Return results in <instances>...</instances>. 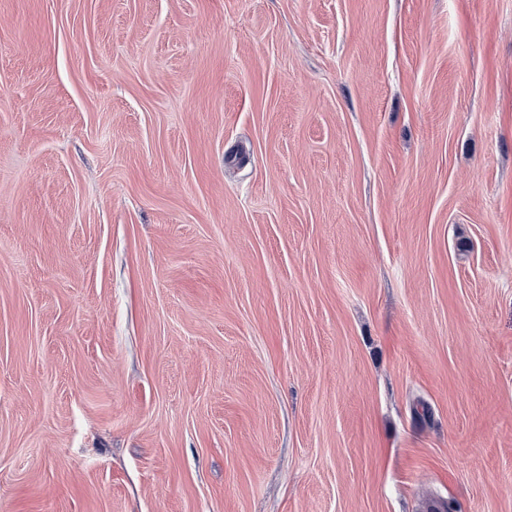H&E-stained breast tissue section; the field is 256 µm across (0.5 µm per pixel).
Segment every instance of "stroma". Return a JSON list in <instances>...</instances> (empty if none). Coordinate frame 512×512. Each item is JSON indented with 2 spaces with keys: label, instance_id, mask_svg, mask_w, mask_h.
Masks as SVG:
<instances>
[{
  "label": "stroma",
  "instance_id": "obj_1",
  "mask_svg": "<svg viewBox=\"0 0 512 512\" xmlns=\"http://www.w3.org/2000/svg\"><path fill=\"white\" fill-rule=\"evenodd\" d=\"M0 512H512V0H0Z\"/></svg>",
  "mask_w": 512,
  "mask_h": 512
}]
</instances>
